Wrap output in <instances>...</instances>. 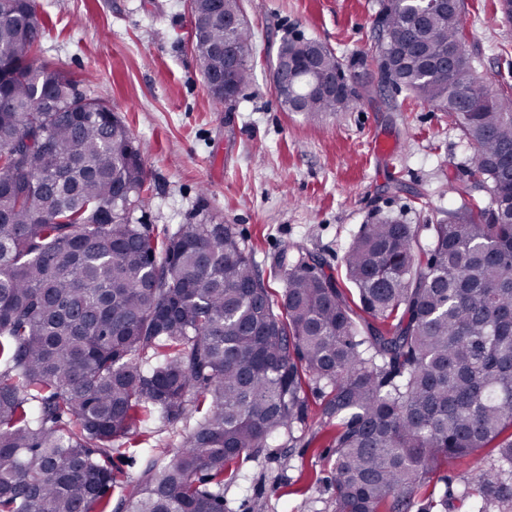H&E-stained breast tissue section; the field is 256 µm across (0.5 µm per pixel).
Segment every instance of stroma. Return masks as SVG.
Segmentation results:
<instances>
[{"instance_id":"stroma-1","label":"stroma","mask_w":512,"mask_h":512,"mask_svg":"<svg viewBox=\"0 0 512 512\" xmlns=\"http://www.w3.org/2000/svg\"><path fill=\"white\" fill-rule=\"evenodd\" d=\"M53 27L43 60L79 80L146 147L150 199L133 221L164 236L180 224L233 225L273 294L270 269L283 251L317 257L345 283L343 255L363 224L391 215L417 227L446 220L473 149L447 113L389 89L316 121L290 112L273 89L284 37L328 45L354 85L374 80L380 0H241L255 33L253 80L229 111L215 109L188 45L189 0H36ZM462 25L479 75L512 87V21L500 0H464ZM304 390L308 419L259 458H243L242 480L224 486L225 512H336L329 458L335 425L324 394ZM182 424L152 419L119 442L115 470L133 477L146 449L179 447Z\"/></svg>"}]
</instances>
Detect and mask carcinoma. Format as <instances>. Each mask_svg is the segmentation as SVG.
<instances>
[{
    "label": "carcinoma",
    "mask_w": 512,
    "mask_h": 512,
    "mask_svg": "<svg viewBox=\"0 0 512 512\" xmlns=\"http://www.w3.org/2000/svg\"><path fill=\"white\" fill-rule=\"evenodd\" d=\"M381 0L375 82L358 88L321 50L346 96L288 111L315 121L389 86L435 106L473 146L450 185L461 205L430 227L390 215L363 225L346 280L288 253L273 298L230 224H180L164 239L133 223L144 206L141 144L105 102L40 58L47 18L35 0H0V512H111L114 442L157 413L183 422L182 446L149 453L125 482L124 512H224V481L307 417L303 376L327 389L336 422V512H429L417 494L443 462L495 445L474 482H445L440 505L512 512V91L489 88L460 15ZM190 38L206 85L252 83L254 33L228 34L207 0H190ZM488 202L469 198L470 186Z\"/></svg>",
    "instance_id": "cac0c4a2"
}]
</instances>
